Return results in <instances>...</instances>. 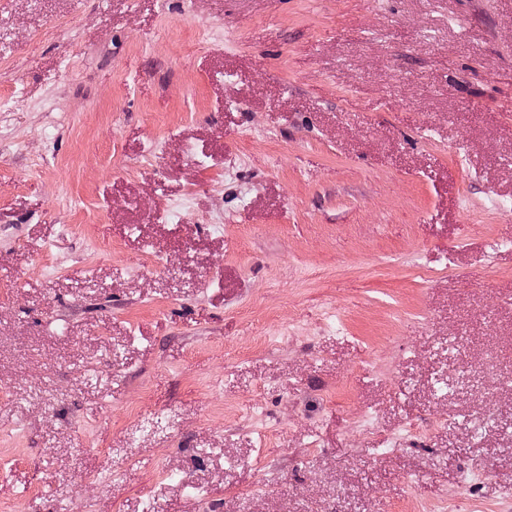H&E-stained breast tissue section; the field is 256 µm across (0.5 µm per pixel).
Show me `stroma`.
Listing matches in <instances>:
<instances>
[{
  "label": "stroma",
  "mask_w": 512,
  "mask_h": 512,
  "mask_svg": "<svg viewBox=\"0 0 512 512\" xmlns=\"http://www.w3.org/2000/svg\"><path fill=\"white\" fill-rule=\"evenodd\" d=\"M0 512H512V0H0Z\"/></svg>",
  "instance_id": "35a3bbf8"
}]
</instances>
